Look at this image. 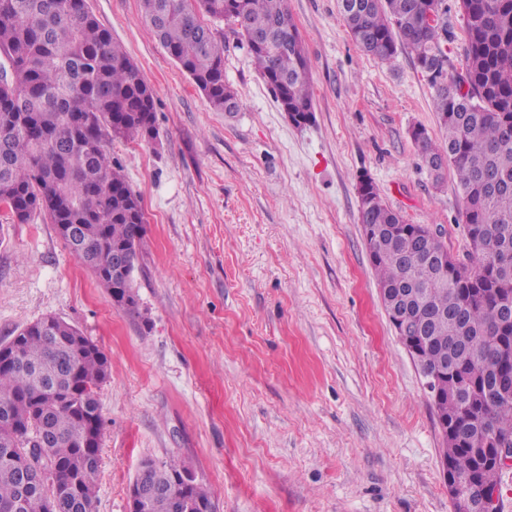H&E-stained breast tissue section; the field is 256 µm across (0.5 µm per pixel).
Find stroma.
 Wrapping results in <instances>:
<instances>
[{
  "label": "stroma",
  "mask_w": 512,
  "mask_h": 512,
  "mask_svg": "<svg viewBox=\"0 0 512 512\" xmlns=\"http://www.w3.org/2000/svg\"><path fill=\"white\" fill-rule=\"evenodd\" d=\"M153 89L155 135L107 147L147 220L140 317L116 306L44 216L0 242V342L47 314L108 356L96 512H128L140 462L178 457L218 512H450L436 412L379 302L355 183L466 251L454 175L434 185L409 137L442 130L409 50L349 36L337 0H288L314 120L286 118L228 23L214 111L141 17L88 0Z\"/></svg>",
  "instance_id": "35a3bbf8"
}]
</instances>
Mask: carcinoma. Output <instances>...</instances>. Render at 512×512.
<instances>
[{"mask_svg":"<svg viewBox=\"0 0 512 512\" xmlns=\"http://www.w3.org/2000/svg\"><path fill=\"white\" fill-rule=\"evenodd\" d=\"M465 16L464 80L448 77V56L427 13L448 31V0H338L345 27L365 53L386 61L405 47L428 84L445 131L413 141L435 183L448 161L462 193L465 231L475 263L464 262L426 224H410L379 201L359 213L383 247L372 261L381 288L416 293L409 335L424 362L448 361L445 397L436 405L460 439L451 457L464 476L496 484L499 474L481 470L474 449L512 441V400L492 394L499 376H512V330L496 309L512 296V0H457ZM145 22L217 112L238 109L224 82V38L205 21L230 22L245 14V29L232 28L276 99L296 112L313 111L306 52L288 0H141ZM0 52L15 65L12 83L0 85V204L15 221L44 214L63 240L82 225L78 260L108 293L121 287L126 310L140 315L133 268L112 276L118 250L139 251L145 234L138 196L122 168L109 161L114 138H150L155 97L123 46L82 0H0ZM448 256V266L439 259ZM437 317L419 324L426 309ZM16 348L12 365H0V512H93L99 449L86 450L90 422L101 425L99 390L108 377L103 349L67 321L45 315L21 328L0 349ZM52 441L37 442L43 425ZM9 448L15 459L4 456ZM40 470L28 508L16 509L22 488L18 463ZM192 471L184 461L160 462L149 474L180 481ZM212 502L197 481L184 504L157 496L140 512H197Z\"/></svg>","mask_w":512,"mask_h":512,"instance_id":"obj_1","label":"carcinoma"}]
</instances>
